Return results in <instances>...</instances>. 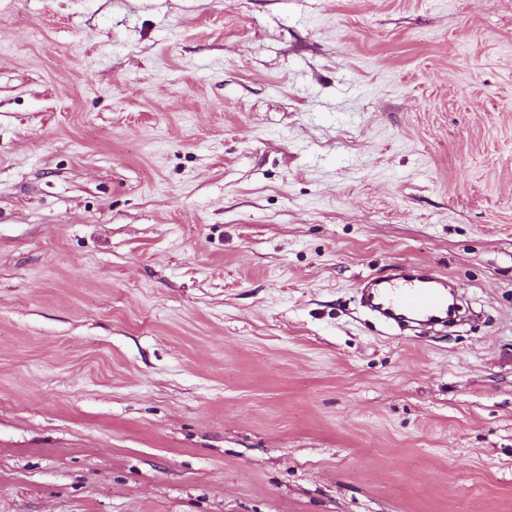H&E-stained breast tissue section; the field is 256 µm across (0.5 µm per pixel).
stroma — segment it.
<instances>
[{
  "mask_svg": "<svg viewBox=\"0 0 512 512\" xmlns=\"http://www.w3.org/2000/svg\"><path fill=\"white\" fill-rule=\"evenodd\" d=\"M0 512H512V0H0ZM363 305L378 318L398 326H443L457 313V296L443 277L412 274L405 269L357 283Z\"/></svg>",
  "mask_w": 512,
  "mask_h": 512,
  "instance_id": "obj_1",
  "label": "stroma"
}]
</instances>
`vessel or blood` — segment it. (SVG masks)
Returning <instances> with one entry per match:
<instances>
[{
    "instance_id": "1",
    "label": "vessel or blood",
    "mask_w": 512,
    "mask_h": 512,
    "mask_svg": "<svg viewBox=\"0 0 512 512\" xmlns=\"http://www.w3.org/2000/svg\"><path fill=\"white\" fill-rule=\"evenodd\" d=\"M363 305L378 318L398 326H447L457 313V297L443 277L404 270L365 277L357 284Z\"/></svg>"
}]
</instances>
